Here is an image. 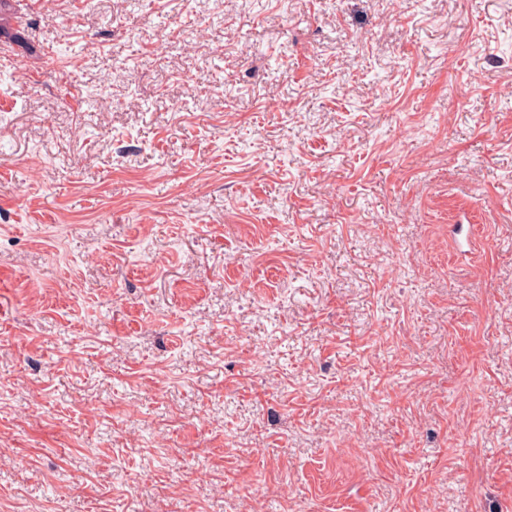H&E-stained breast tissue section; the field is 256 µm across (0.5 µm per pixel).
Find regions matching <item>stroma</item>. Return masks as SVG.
<instances>
[{
    "label": "stroma",
    "mask_w": 512,
    "mask_h": 512,
    "mask_svg": "<svg viewBox=\"0 0 512 512\" xmlns=\"http://www.w3.org/2000/svg\"><path fill=\"white\" fill-rule=\"evenodd\" d=\"M0 512H512V0H10Z\"/></svg>",
    "instance_id": "stroma-1"
}]
</instances>
